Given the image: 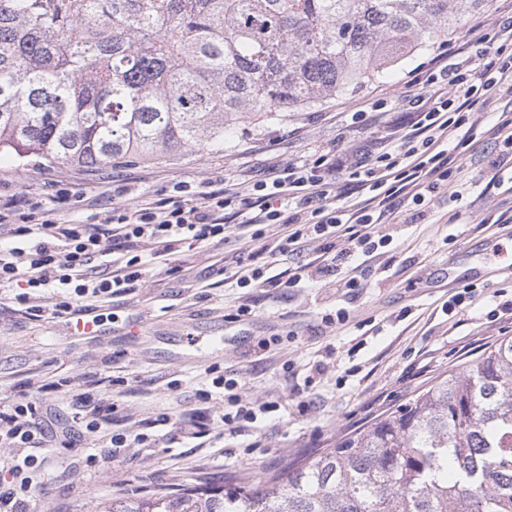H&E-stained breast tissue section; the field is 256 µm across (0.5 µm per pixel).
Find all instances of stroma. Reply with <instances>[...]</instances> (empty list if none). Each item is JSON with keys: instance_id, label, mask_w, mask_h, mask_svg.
<instances>
[{"instance_id": "obj_1", "label": "stroma", "mask_w": 512, "mask_h": 512, "mask_svg": "<svg viewBox=\"0 0 512 512\" xmlns=\"http://www.w3.org/2000/svg\"><path fill=\"white\" fill-rule=\"evenodd\" d=\"M470 44L469 28L461 26L394 67L388 79L242 130L230 150L192 148L95 171L4 156L0 199H45L66 188L81 200L56 218L78 224L133 208L139 194L152 196L178 182L247 184L266 177L275 161L328 154L366 164L391 132L413 122L401 95L420 66ZM511 111L506 96L474 105V137L448 150L461 172L458 181L439 189L425 219L397 207L391 223L380 227L389 245L360 267L339 268L335 280L241 288L222 279L216 250L203 246L181 253L185 274L150 270L142 288L113 298L115 321L91 335L70 331L65 317H27L17 289H6L0 404L39 402L43 425L55 438L32 473L26 512H106L118 493L187 479L222 486L242 475L279 472L288 461L363 430L449 369L466 368L500 337H512V189L492 184L485 163L489 154L506 153L494 139V125L499 113ZM116 172L126 193L113 189ZM352 277L358 287H346ZM243 306L250 314L240 321ZM341 311L346 319L340 323L335 316ZM214 364L237 381L240 394L275 403V411L217 438L222 402L200 397L212 387L206 370ZM76 394L93 407L115 404L119 428L148 432L154 446L95 459L92 436L74 421L70 400ZM188 412L206 424V436L171 443V428L159 418Z\"/></svg>"}]
</instances>
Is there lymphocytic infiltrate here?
Here are the masks:
<instances>
[{
	"mask_svg": "<svg viewBox=\"0 0 512 512\" xmlns=\"http://www.w3.org/2000/svg\"><path fill=\"white\" fill-rule=\"evenodd\" d=\"M473 33L474 45L497 42L495 58L489 61L478 53L437 67L422 91L404 97L418 109L410 129L375 156L369 168L347 165L349 178L368 193L364 202L339 203L333 176L337 164L326 156L274 165L269 178L243 187L179 183L167 197L145 200L131 209H112L101 223L55 220V205L70 200L66 191L58 192L50 207L31 200L23 212L13 202L0 207V239L10 241L0 247V288H22L21 300L30 317L41 318L50 308L97 328L109 316L92 313L90 302L135 293L149 269L167 276L180 273L178 259L185 247L237 242L230 276L244 288L258 280L269 286L277 282L255 266L258 256L298 254L310 240L321 239L327 259L299 266L288 281L295 285L334 276L339 265L385 245L378 226L396 203L423 205L448 183L452 171L440 144L460 135L472 138L464 110L481 97L512 95V16L501 18L491 29L475 26ZM340 240L345 243L341 249L336 246ZM145 244L152 247L147 256L141 252ZM79 297L84 305H76ZM212 384L231 392L232 411L218 415L222 426L244 428L269 409L268 404H254L235 393L234 380L219 375ZM72 406L83 411L85 429L96 437L102 459H109L114 449L149 442L144 433L114 431L106 416L86 410L81 398H73ZM0 445L23 451L5 465L12 480L0 487V512H24L30 471L38 462L35 451L46 445L39 403L30 400L0 408Z\"/></svg>",
	"mask_w": 512,
	"mask_h": 512,
	"instance_id": "f902f5d3",
	"label": "lymphocytic infiltrate"
}]
</instances>
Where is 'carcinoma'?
Listing matches in <instances>:
<instances>
[{
    "label": "carcinoma",
    "mask_w": 512,
    "mask_h": 512,
    "mask_svg": "<svg viewBox=\"0 0 512 512\" xmlns=\"http://www.w3.org/2000/svg\"><path fill=\"white\" fill-rule=\"evenodd\" d=\"M488 0H0V154L97 170L204 145L389 75ZM111 512H512V337L265 478Z\"/></svg>",
    "instance_id": "cac0c4a2"
}]
</instances>
